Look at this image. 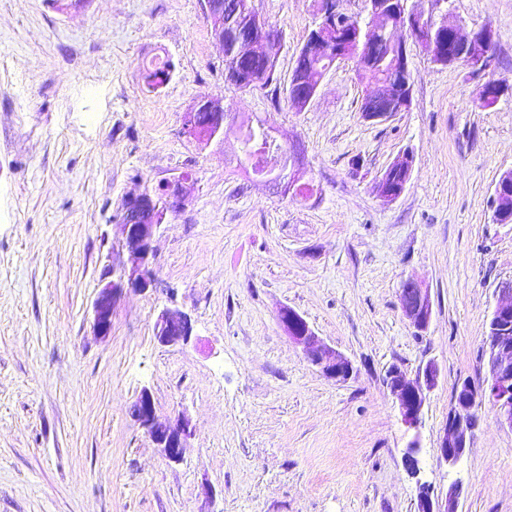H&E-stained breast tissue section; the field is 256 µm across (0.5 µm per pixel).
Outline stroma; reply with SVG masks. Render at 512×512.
Returning a JSON list of instances; mask_svg holds the SVG:
<instances>
[{
    "label": "stroma",
    "mask_w": 512,
    "mask_h": 512,
    "mask_svg": "<svg viewBox=\"0 0 512 512\" xmlns=\"http://www.w3.org/2000/svg\"><path fill=\"white\" fill-rule=\"evenodd\" d=\"M252 6L282 35L279 82L242 91L224 80L203 0H0V512H418L421 487L442 498L454 483L458 512H512V430L490 406L461 464L439 454L512 280V223L492 208L512 171V93L477 101L488 81L512 86V0H407L497 40L480 73L410 43L412 103L385 122L364 118L374 86L347 60L296 110L288 86L317 2ZM158 57L170 78L151 92ZM208 97L236 126L205 146L183 115ZM256 120L300 187L249 174L237 126ZM406 152L410 179L384 200L377 184ZM182 175L189 200L155 237L162 288L126 294L111 333L94 335L104 269L126 257L123 198ZM407 279L432 305L422 333L400 304ZM166 307L191 316L189 344L157 343ZM284 307L352 361L349 380L308 362ZM430 362L438 384L409 430L385 375ZM144 389L160 422L189 417L181 463L132 419Z\"/></svg>",
    "instance_id": "obj_1"
}]
</instances>
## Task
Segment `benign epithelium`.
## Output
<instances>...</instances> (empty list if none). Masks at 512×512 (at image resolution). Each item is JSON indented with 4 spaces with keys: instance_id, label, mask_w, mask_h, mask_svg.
I'll list each match as a JSON object with an SVG mask.
<instances>
[{
    "instance_id": "obj_1",
    "label": "benign epithelium",
    "mask_w": 512,
    "mask_h": 512,
    "mask_svg": "<svg viewBox=\"0 0 512 512\" xmlns=\"http://www.w3.org/2000/svg\"><path fill=\"white\" fill-rule=\"evenodd\" d=\"M371 10L378 7L388 9L391 26L410 33L422 29L424 19L421 15L409 12L404 0H370ZM204 9L212 22L213 34L219 43H224V0H204ZM318 23L312 35L297 53L296 66L304 67L311 55L328 49L327 35L336 32L339 46L347 39L342 31L341 21L345 13L339 9L338 0H319ZM458 46L456 61L473 70H483L491 60V51L496 41V32L489 25L463 31L461 26L454 27ZM272 27L258 15H253L247 41L249 48L241 56H259L250 47L270 46ZM389 61L395 74L400 77L403 90V106L412 101V81L409 69L408 50L404 40H387ZM317 88L300 86L290 93L295 105L304 109L314 96ZM367 103L364 117L371 121H385L391 112L386 106V97L377 94L363 99ZM208 112V121L214 126L215 133L224 132V106L219 98L202 99L193 104L185 115L189 120L184 127L185 133L198 142L208 140V134L201 132L197 124L202 112ZM512 195V172L504 173L495 187V216H501L507 209L506 199ZM151 195L141 193L124 201L121 209L123 247L126 259L122 261L119 272L99 289L92 309V326L95 333L106 336L112 328V313L122 296L128 290L141 291L155 288L158 279L153 268V241L157 229L163 222L158 216L152 223L144 224L141 218L156 212V208L146 207ZM498 298L488 323L487 336L483 347L486 362V375L483 380L474 382L469 378L457 382L453 401L448 410L442 435L440 437L441 458L450 466L458 465L470 443L474 429L478 425L476 410L483 404L491 405L497 422L512 430V281L502 283L497 290ZM401 307L412 326L419 330L428 329L432 306L427 289L413 280L401 284ZM279 323L288 337L301 346L309 362L326 377L345 381L352 377L354 366L345 355L328 348L315 334L307 321L291 308L284 307L279 313ZM193 326L190 317L176 308H165L158 315L155 324V339L162 346H177L190 341ZM387 386L399 402L403 423L414 428L419 422L428 394L438 382V369L429 363L421 368L412 379L406 377L398 368L391 367L386 374ZM131 416L145 430L159 452L169 461L179 463L183 460V451L187 442L194 436L190 420L182 415L166 425L157 422L153 397L149 390H142L130 408ZM460 487L453 485L445 500L433 499L424 493L419 498L418 512H457Z\"/></svg>"
}]
</instances>
